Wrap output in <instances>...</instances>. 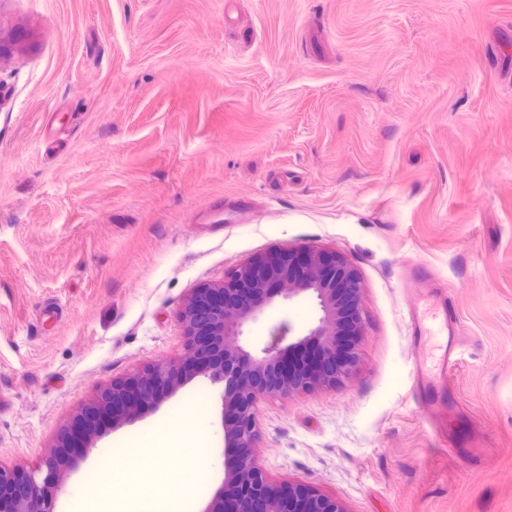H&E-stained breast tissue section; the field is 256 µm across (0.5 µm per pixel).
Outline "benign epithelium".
Returning a JSON list of instances; mask_svg holds the SVG:
<instances>
[{
    "instance_id": "7a95c632",
    "label": "benign epithelium",
    "mask_w": 512,
    "mask_h": 512,
    "mask_svg": "<svg viewBox=\"0 0 512 512\" xmlns=\"http://www.w3.org/2000/svg\"><path fill=\"white\" fill-rule=\"evenodd\" d=\"M361 282L334 250L291 248L251 257L219 284L195 289L179 318L185 352L177 361L149 365L102 388L70 419L42 464L24 470L0 466V512H56L67 480L98 440L155 411L185 383L204 376L224 381V481L204 512H346L317 490L284 488L252 455L258 436L255 407L272 395L332 387L359 363L363 331ZM309 296L321 315L306 333L280 336L254 355L240 342L244 325L279 299Z\"/></svg>"
}]
</instances>
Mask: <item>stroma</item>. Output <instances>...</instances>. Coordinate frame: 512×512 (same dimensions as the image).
<instances>
[{"mask_svg": "<svg viewBox=\"0 0 512 512\" xmlns=\"http://www.w3.org/2000/svg\"><path fill=\"white\" fill-rule=\"evenodd\" d=\"M0 465L34 468L98 391L179 359V310L272 249L356 270L355 374L262 400L253 454L347 512H512V0H0ZM452 301L468 345L421 407L408 314ZM315 300L243 327L303 334ZM200 395L224 479V386L197 377L101 438ZM134 462L128 512H163Z\"/></svg>", "mask_w": 512, "mask_h": 512, "instance_id": "obj_1", "label": "stroma"}]
</instances>
